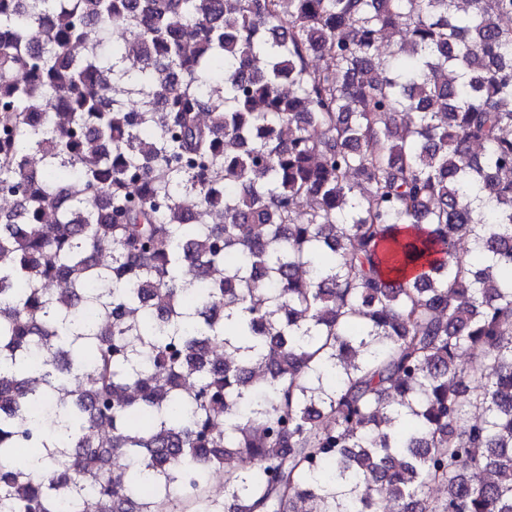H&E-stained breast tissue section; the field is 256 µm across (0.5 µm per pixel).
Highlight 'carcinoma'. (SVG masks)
Listing matches in <instances>:
<instances>
[{
	"mask_svg": "<svg viewBox=\"0 0 512 512\" xmlns=\"http://www.w3.org/2000/svg\"><path fill=\"white\" fill-rule=\"evenodd\" d=\"M466 4L0 0V512H512V0Z\"/></svg>",
	"mask_w": 512,
	"mask_h": 512,
	"instance_id": "cac0c4a2",
	"label": "carcinoma"
}]
</instances>
